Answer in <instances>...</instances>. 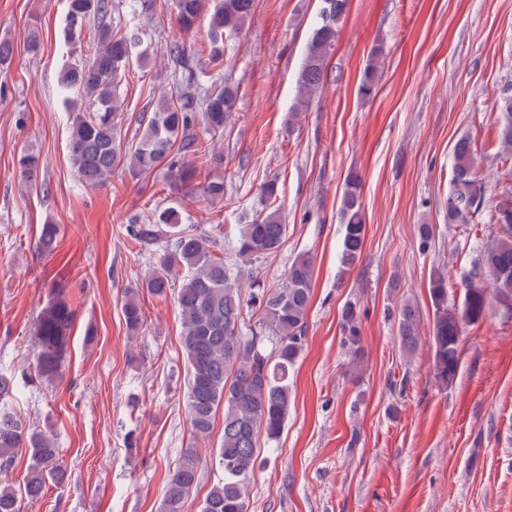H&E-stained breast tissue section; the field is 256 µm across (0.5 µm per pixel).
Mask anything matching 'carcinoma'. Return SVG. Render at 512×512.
Listing matches in <instances>:
<instances>
[{
  "mask_svg": "<svg viewBox=\"0 0 512 512\" xmlns=\"http://www.w3.org/2000/svg\"><path fill=\"white\" fill-rule=\"evenodd\" d=\"M319 21L313 28L298 73V92L292 114L308 111L326 76L327 60L336 42L337 26L350 0H322ZM184 31L208 18V40L201 48L214 66L224 64L226 39L242 30L254 0H172ZM113 0H67L66 39L86 43L78 61L64 69L60 84L70 94L72 130L68 149L79 179L100 186L112 169L125 165L134 175L149 173L163 165L170 190L179 192L202 184L205 199L224 201V175L203 171L189 163V155H210L215 139L224 134L237 99L231 83H207L209 71L193 65L187 46L179 41L163 45V52L175 64L171 73L174 91L155 104L142 136L124 144L121 130L124 99L118 87L133 65L145 66L150 58L143 32L113 25ZM384 51L371 48L358 94L372 97L380 78ZM499 154L512 160V94L498 100L496 118ZM18 176L26 183L36 180L40 155L21 151L16 159ZM486 184L475 169L471 141L460 139L453 151L445 217L450 224H468L485 206ZM343 226L340 264L353 268L361 259L365 241L362 181L356 175L345 183L339 205ZM497 234L473 266V277L481 285H466L461 308L448 310V272L431 274L429 293L434 308L433 374L447 387L456 378L463 328L482 321L491 306L512 315V189L504 188L494 206ZM286 225L277 211L257 215L241 227L236 255L243 266L276 252L283 242ZM130 237L148 251L159 253L157 267L142 279L141 287L158 297L172 290L173 271H185L175 297L182 331L181 345L189 370L186 422L197 439L209 438L219 407H224V435L216 460L224 479L212 487L201 512H248L251 479L258 465L260 433L276 439L288 414L292 388L290 371L307 341V314L311 300L312 259L301 257L288 267L281 287H261L251 271L232 273L224 254L215 253L217 244L198 224L181 223L172 207L155 209L150 224H132ZM58 236L55 224L42 225L39 249L50 252ZM260 312L259 325L268 333L274 349L266 352L263 337L243 336L239 323L244 310ZM131 335L145 325L139 291L129 290L121 306ZM74 311L60 293L50 299L42 312L34 346L35 376L26 378L52 382L60 377L70 342ZM418 311L406 302L398 312L401 348L413 353L419 346ZM343 346L349 364L357 366L363 336L356 305H347L341 315ZM29 453L31 465L24 494L40 497L47 480L61 485L68 477L59 458L58 442L50 431L27 426L21 418L0 407V471L13 464L14 452ZM202 455L196 448L182 450L170 472L160 512H181L184 499L196 487ZM21 499L13 487L0 485V512H21Z\"/></svg>",
  "mask_w": 512,
  "mask_h": 512,
  "instance_id": "obj_1",
  "label": "carcinoma"
}]
</instances>
